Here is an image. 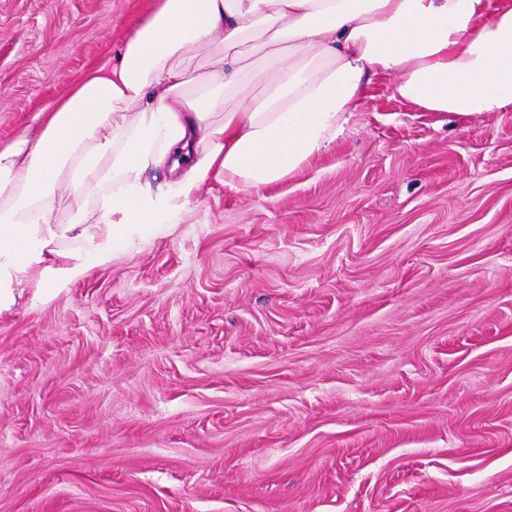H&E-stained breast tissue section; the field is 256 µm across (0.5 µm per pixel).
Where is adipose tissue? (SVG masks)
Instances as JSON below:
<instances>
[{
  "instance_id": "1",
  "label": "adipose tissue",
  "mask_w": 512,
  "mask_h": 512,
  "mask_svg": "<svg viewBox=\"0 0 512 512\" xmlns=\"http://www.w3.org/2000/svg\"><path fill=\"white\" fill-rule=\"evenodd\" d=\"M201 47L204 62L188 75L187 55ZM256 72L263 91L253 96ZM386 74L394 97L425 112L512 107V7L157 0L118 50L42 111L36 138L0 146V308L16 286L58 291L167 236L211 176L234 190L282 182L336 141ZM160 168L174 178L156 191L145 175ZM71 232L79 246L62 247Z\"/></svg>"
}]
</instances>
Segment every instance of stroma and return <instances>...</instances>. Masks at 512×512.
<instances>
[{
    "label": "stroma",
    "instance_id": "obj_1",
    "mask_svg": "<svg viewBox=\"0 0 512 512\" xmlns=\"http://www.w3.org/2000/svg\"><path fill=\"white\" fill-rule=\"evenodd\" d=\"M154 0H0V143ZM393 77L286 180L0 310V512H512V108Z\"/></svg>",
    "mask_w": 512,
    "mask_h": 512
}]
</instances>
